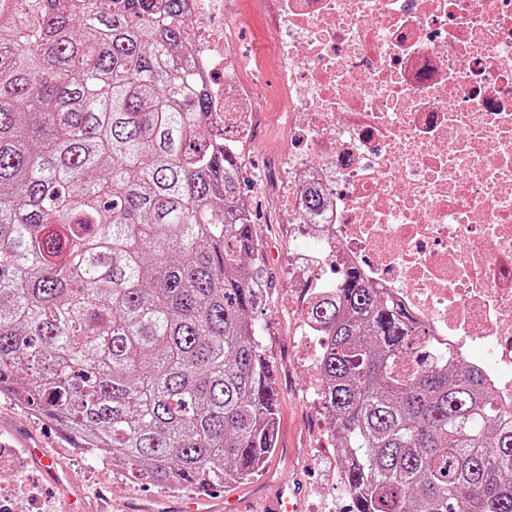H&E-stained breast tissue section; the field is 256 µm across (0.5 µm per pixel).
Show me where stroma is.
<instances>
[{
  "mask_svg": "<svg viewBox=\"0 0 512 512\" xmlns=\"http://www.w3.org/2000/svg\"><path fill=\"white\" fill-rule=\"evenodd\" d=\"M259 236L267 240L264 260L271 285L269 299L259 309L263 351L274 365L279 392L277 445L265 472L241 485L216 488L223 498L263 489L268 472H276L299 483L302 494L298 512H346L347 498L337 476L342 470L336 448H323L322 438L330 432L331 417L322 402H304L302 391L316 372L295 355L297 321L303 312L300 292L293 288L288 271L294 238L288 225H271L265 210L253 211ZM44 448L86 494L88 512H105L108 502L164 496L173 500L187 496V489L162 490L112 469L73 448L59 428L38 413L16 407L0 397V512H65L51 485L43 478L27 452L28 446ZM294 449L293 458L281 451Z\"/></svg>",
  "mask_w": 512,
  "mask_h": 512,
  "instance_id": "1",
  "label": "stroma"
}]
</instances>
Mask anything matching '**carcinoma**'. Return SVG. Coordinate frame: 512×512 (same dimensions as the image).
Listing matches in <instances>:
<instances>
[{"label":"carcinoma","instance_id":"carcinoma-1","mask_svg":"<svg viewBox=\"0 0 512 512\" xmlns=\"http://www.w3.org/2000/svg\"><path fill=\"white\" fill-rule=\"evenodd\" d=\"M0 0V394L159 488L276 445L239 160L207 144L185 0ZM349 512H512V419L356 271L309 304Z\"/></svg>","mask_w":512,"mask_h":512}]
</instances>
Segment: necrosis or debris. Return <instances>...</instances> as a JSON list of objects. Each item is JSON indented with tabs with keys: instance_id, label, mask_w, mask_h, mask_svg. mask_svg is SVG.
Listing matches in <instances>:
<instances>
[{
	"instance_id": "obj_1",
	"label": "necrosis or debris",
	"mask_w": 512,
	"mask_h": 512,
	"mask_svg": "<svg viewBox=\"0 0 512 512\" xmlns=\"http://www.w3.org/2000/svg\"><path fill=\"white\" fill-rule=\"evenodd\" d=\"M251 8L273 62L243 51L236 0H186L189 65L225 145L288 139L256 181L269 223L315 241L295 283L357 269L425 326L416 361L478 368L512 416V0Z\"/></svg>"
}]
</instances>
